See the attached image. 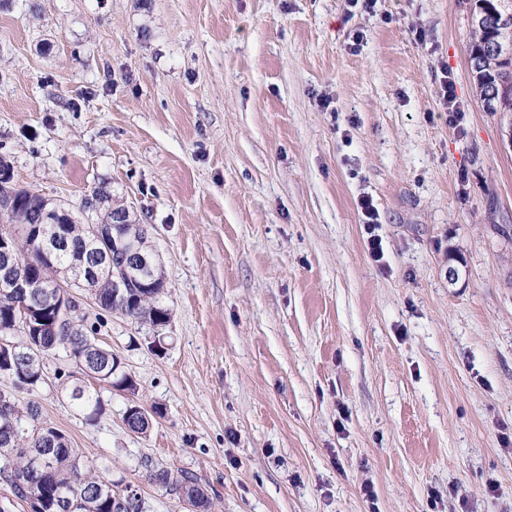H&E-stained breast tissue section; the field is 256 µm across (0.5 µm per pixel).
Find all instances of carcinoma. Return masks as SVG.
Wrapping results in <instances>:
<instances>
[{
  "label": "carcinoma",
  "mask_w": 512,
  "mask_h": 512,
  "mask_svg": "<svg viewBox=\"0 0 512 512\" xmlns=\"http://www.w3.org/2000/svg\"><path fill=\"white\" fill-rule=\"evenodd\" d=\"M487 12L496 11L509 15L512 27V3L508 0H473L471 9ZM499 31L494 26H473L468 45L469 55L488 50ZM495 96L489 111L512 112V58H504L495 64ZM91 198L104 201L107 210L104 218L112 220V214L122 213L126 206L112 204V194L104 186L92 191ZM10 215H0V221L22 220L28 225V233L9 241L8 248L14 257V271L18 275L30 273L48 275L53 272L59 279L81 264L88 256L86 225L70 219L67 225L68 248L49 262L44 256L42 242L38 236L41 216L46 209V198L28 189L20 188L11 195L0 198V208ZM92 287L98 290L100 310L126 316L154 332L165 327L171 318L170 309L165 305V282L160 268L148 269L126 279L124 288L116 292L112 288L110 272L102 271L92 279ZM37 310V317L45 327L44 335L32 336L20 329L9 334L5 330L17 322L16 313L21 299L0 293V342L4 341L17 351L29 350L28 343L42 346L39 355L26 361H17L9 356L5 348L0 349V380L9 381L13 388L35 391L44 382L43 359L59 350L66 352L73 363L83 360L91 365L93 380L107 390L136 394L137 385L132 376L124 370L122 362L112 350L96 341L98 328H85L77 319V308L63 320L57 319L55 309L35 300H29ZM69 397L80 408L89 422L97 420L104 411L101 391L83 381L74 383L69 389ZM35 422L31 431L21 427L22 416ZM20 414L12 393L0 390V427H14L11 451L0 459V475L10 484L15 498L38 508V512H63L60 503L71 499L69 512H145V501L138 489L127 484L121 490L115 489L112 479V463L105 460L89 462L72 448L68 437L54 426L40 421L39 407L30 403L26 414ZM162 416L158 406L151 409L131 401L123 416L125 427L132 433L147 435L153 422ZM42 448L53 449L52 464L46 469L35 470L29 463L30 456ZM145 480L161 486L169 492L186 496L197 512H208L209 496L199 484L195 474L180 470L176 473L151 463L145 464Z\"/></svg>",
  "instance_id": "1"
}]
</instances>
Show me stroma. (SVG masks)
<instances>
[{
  "label": "stroma",
  "instance_id": "1",
  "mask_svg": "<svg viewBox=\"0 0 512 512\" xmlns=\"http://www.w3.org/2000/svg\"><path fill=\"white\" fill-rule=\"evenodd\" d=\"M470 30V0H6L0 160L76 216L107 185L171 310L158 353L75 290L138 393L87 422L61 351L19 405L147 512H187L148 460L209 512H512V114ZM359 205L365 219L363 224H366L367 234L370 235L367 240L368 251L375 261H379L383 255L381 238L374 234L376 225L378 224V212L369 197H363ZM161 416L162 410L159 406H152L148 410L133 399L126 408L123 423L130 432L145 435L151 431L157 417ZM145 480L169 490L179 497L185 495L190 499L198 512H208L209 496L207 491L199 484L195 474L180 470L176 473L152 463L145 464Z\"/></svg>",
  "mask_w": 512,
  "mask_h": 512
}]
</instances>
